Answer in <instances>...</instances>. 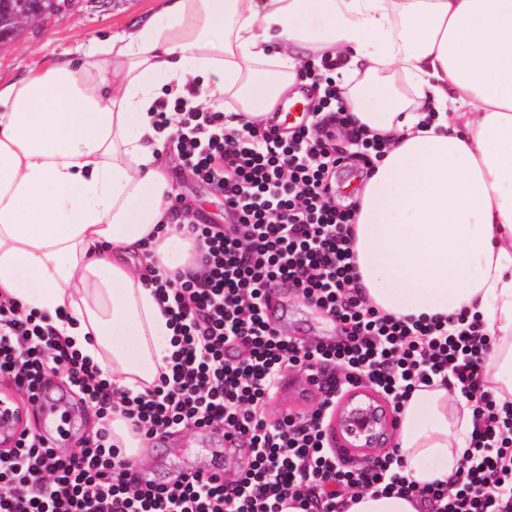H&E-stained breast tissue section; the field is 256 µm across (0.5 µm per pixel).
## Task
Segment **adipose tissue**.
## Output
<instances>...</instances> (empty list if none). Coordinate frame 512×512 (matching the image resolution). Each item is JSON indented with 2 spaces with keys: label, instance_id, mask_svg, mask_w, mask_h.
<instances>
[{
  "label": "adipose tissue",
  "instance_id": "1",
  "mask_svg": "<svg viewBox=\"0 0 512 512\" xmlns=\"http://www.w3.org/2000/svg\"><path fill=\"white\" fill-rule=\"evenodd\" d=\"M337 60L347 112L389 145L356 203L369 302L398 317L484 322L490 389L512 402V0H159L124 35L0 82V295L50 316L116 390L149 389L173 329L152 278L194 265L172 221L160 91L271 116L306 56ZM473 431L441 378L400 415V470L425 485L462 465ZM372 491L343 512H422Z\"/></svg>",
  "mask_w": 512,
  "mask_h": 512
}]
</instances>
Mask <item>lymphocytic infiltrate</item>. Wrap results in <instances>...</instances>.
Returning <instances> with one entry per match:
<instances>
[{"instance_id":"obj_1","label":"lymphocytic infiltrate","mask_w":512,"mask_h":512,"mask_svg":"<svg viewBox=\"0 0 512 512\" xmlns=\"http://www.w3.org/2000/svg\"><path fill=\"white\" fill-rule=\"evenodd\" d=\"M333 68L301 64V77L324 91L286 136L259 121L225 129L223 102L198 106L193 87L156 99L157 129L175 126L169 146L223 197L233 221L191 224L202 277L177 272L155 281L174 351L151 388L113 391L46 316L0 298V379L34 402L44 382L65 373L101 418L65 457L41 434L15 437L0 455V512H338L337 496L365 490L427 500L435 512H512V404L486 389L492 339L483 323L396 317L360 291L350 246L355 211L337 207L330 181L346 159L335 135L349 128L368 159L381 156L387 139L351 127ZM282 286L335 319L343 339L306 345L281 336L264 303ZM292 369L308 373L321 398L307 415L270 420L267 401ZM447 375L474 418L470 450L451 482L409 481L394 449L351 469L331 448L326 426L345 393L371 385L397 413L419 385ZM116 414L152 439L175 429L224 431L250 448L251 467L230 484L204 472L141 483L112 442Z\"/></svg>"}]
</instances>
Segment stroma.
I'll use <instances>...</instances> for the list:
<instances>
[{
    "mask_svg": "<svg viewBox=\"0 0 512 512\" xmlns=\"http://www.w3.org/2000/svg\"><path fill=\"white\" fill-rule=\"evenodd\" d=\"M157 7V0H70L62 13L29 24L10 46L0 48V81H15L60 56H75L77 47L89 46L93 40L122 35L147 20ZM166 153L176 187L174 205L189 207L203 224L230 223L223 198L196 178L184 176L174 148H167ZM271 318L284 336L307 344H333L342 336L330 316L289 288L278 289ZM47 398L70 419L69 432L59 437L54 446L56 454L62 456L92 435L100 419L96 407L83 401L65 374L49 380ZM319 399L314 386L306 384L298 371L289 370L284 372L266 409L273 419L305 414ZM135 461L145 481L171 482L214 466L232 482L247 470L250 451L224 447L221 433L214 430H179L150 440Z\"/></svg>",
    "mask_w": 512,
    "mask_h": 512,
    "instance_id": "35a3bbf8",
    "label": "stroma"
}]
</instances>
